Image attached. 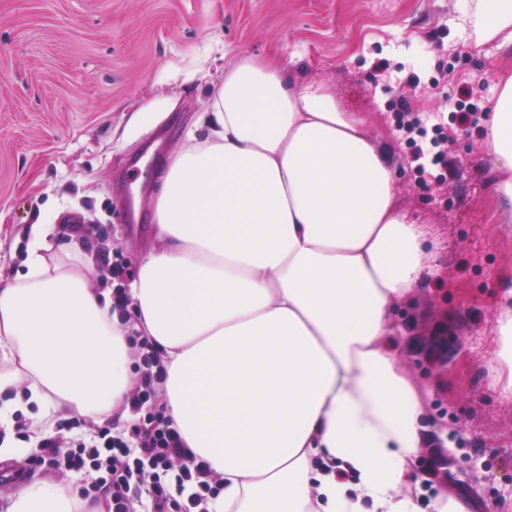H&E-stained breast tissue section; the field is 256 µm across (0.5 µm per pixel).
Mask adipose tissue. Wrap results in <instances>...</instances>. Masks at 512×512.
Here are the masks:
<instances>
[{
	"label": "adipose tissue",
	"instance_id": "1",
	"mask_svg": "<svg viewBox=\"0 0 512 512\" xmlns=\"http://www.w3.org/2000/svg\"><path fill=\"white\" fill-rule=\"evenodd\" d=\"M478 41L512 44V0H468ZM483 146L512 202V73ZM203 139L177 151L152 203L132 318L113 311L78 241L32 225L24 270L0 287V463L54 413L126 419L128 338L165 351L160 393L188 452L224 479L213 512H420L412 466L429 391L402 364L393 311L440 268L397 200L390 146L326 83L292 85L242 56ZM495 371L512 396V289L493 308ZM63 480H32L8 512H82Z\"/></svg>",
	"mask_w": 512,
	"mask_h": 512
}]
</instances>
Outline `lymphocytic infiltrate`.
I'll use <instances>...</instances> for the list:
<instances>
[{
	"label": "lymphocytic infiltrate",
	"mask_w": 512,
	"mask_h": 512,
	"mask_svg": "<svg viewBox=\"0 0 512 512\" xmlns=\"http://www.w3.org/2000/svg\"><path fill=\"white\" fill-rule=\"evenodd\" d=\"M135 382L128 398L130 425L88 429L85 419L58 423L57 435L41 438L34 465L59 474L83 472L92 480L82 498L107 512H209L223 480L210 465L189 455L163 405L157 386L166 377L160 352L147 336H133Z\"/></svg>",
	"instance_id": "1"
}]
</instances>
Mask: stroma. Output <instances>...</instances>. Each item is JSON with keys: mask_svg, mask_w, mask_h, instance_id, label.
Here are the masks:
<instances>
[{"mask_svg": "<svg viewBox=\"0 0 512 512\" xmlns=\"http://www.w3.org/2000/svg\"><path fill=\"white\" fill-rule=\"evenodd\" d=\"M460 0H0V283L21 267L29 224L55 226L56 243L80 235L106 273L126 267L131 287L155 243L149 211L161 172L196 130L225 68L250 55L279 60L289 79L326 82L341 108L373 115L390 145L398 200L428 224L444 281L401 302L403 364L430 390L442 434L414 465L442 466L415 494L424 512L439 488L469 512H512V399L491 367L492 309L512 285V222L483 149L482 115L460 120L466 87L497 93L512 46L477 43ZM438 113L448 169L419 171L399 129L398 104ZM448 350L433 371L426 334Z\"/></svg>", "mask_w": 512, "mask_h": 512, "instance_id": "stroma-1", "label": "stroma"}]
</instances>
